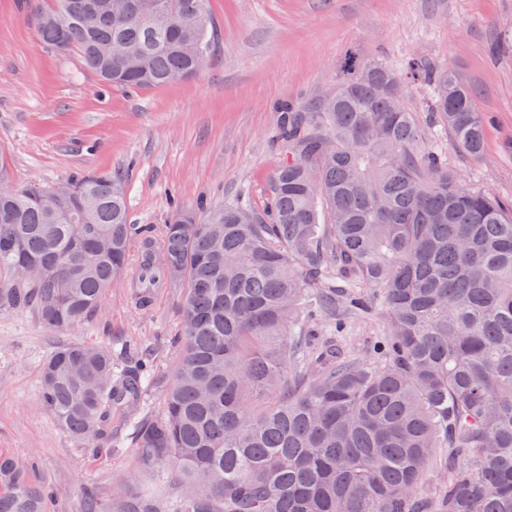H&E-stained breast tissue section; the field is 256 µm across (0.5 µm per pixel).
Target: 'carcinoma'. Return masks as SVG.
I'll return each instance as SVG.
<instances>
[{"label": "carcinoma", "mask_w": 512, "mask_h": 512, "mask_svg": "<svg viewBox=\"0 0 512 512\" xmlns=\"http://www.w3.org/2000/svg\"><path fill=\"white\" fill-rule=\"evenodd\" d=\"M208 0H52L32 7L43 45L80 56L107 86L189 78L210 58ZM68 15L59 29L55 16ZM431 90L435 135L483 154L472 88L448 68L352 65L327 94L280 113L288 156L263 210L175 207L129 223L122 179L2 189L0 306L32 307L55 330L98 311L134 249L180 288L178 363L161 380L116 371L112 349L73 342L41 368L40 401L81 443L132 429L141 466L178 495L112 512H512V206L466 187L420 129L404 88ZM385 312L375 360L311 344L343 327L336 308ZM150 386L156 417L141 413ZM446 483L425 492L423 472ZM50 491L0 454V512H48Z\"/></svg>", "instance_id": "cac0c4a2"}]
</instances>
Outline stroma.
Listing matches in <instances>:
<instances>
[{
	"mask_svg": "<svg viewBox=\"0 0 512 512\" xmlns=\"http://www.w3.org/2000/svg\"><path fill=\"white\" fill-rule=\"evenodd\" d=\"M31 8L0 0V153L14 186L119 176L133 224L165 223L175 198L188 209L202 198L260 209L287 155L280 104L329 92L351 60L399 68L422 59L453 68L486 118L483 155L443 143L449 167L467 187L512 202V48L502 41L512 0H208L218 44L207 66L142 90L105 88L77 56L46 49ZM181 299V289L159 288L144 311L120 280L72 333L48 329L33 308L0 309V453L50 488L51 512H84L89 493L100 512L121 495L165 493L131 439L87 448L61 430L40 404V369L55 347L82 342L111 345L119 370L148 350L154 375L167 378ZM384 332L381 313L350 317L345 343L366 356Z\"/></svg>",
	"mask_w": 512,
	"mask_h": 512,
	"instance_id": "obj_1",
	"label": "stroma"
}]
</instances>
